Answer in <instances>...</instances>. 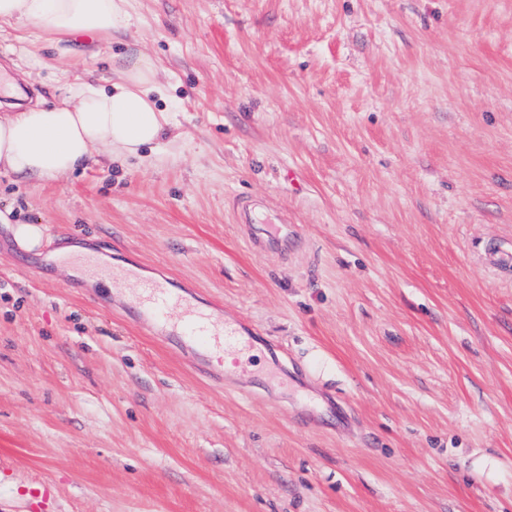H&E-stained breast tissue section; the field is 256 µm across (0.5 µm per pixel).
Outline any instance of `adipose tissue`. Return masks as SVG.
<instances>
[{"label": "adipose tissue", "instance_id": "ef3b65f1", "mask_svg": "<svg viewBox=\"0 0 512 512\" xmlns=\"http://www.w3.org/2000/svg\"><path fill=\"white\" fill-rule=\"evenodd\" d=\"M128 21L126 0H0V27H36L55 47L80 35L110 42ZM157 91L156 66L140 55L108 84L67 81L54 102L12 107L0 113V169L50 180L102 158L140 156L170 125Z\"/></svg>", "mask_w": 512, "mask_h": 512}]
</instances>
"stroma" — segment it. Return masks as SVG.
I'll return each instance as SVG.
<instances>
[{
	"instance_id": "obj_1",
	"label": "stroma",
	"mask_w": 512,
	"mask_h": 512,
	"mask_svg": "<svg viewBox=\"0 0 512 512\" xmlns=\"http://www.w3.org/2000/svg\"><path fill=\"white\" fill-rule=\"evenodd\" d=\"M127 3L82 55L0 33L48 100L144 53L172 112L152 163L0 171V512L44 482L49 512H512V0ZM13 222L192 289L254 358ZM11 231L19 246L25 250H34L42 245L43 231L39 224H15Z\"/></svg>"
}]
</instances>
